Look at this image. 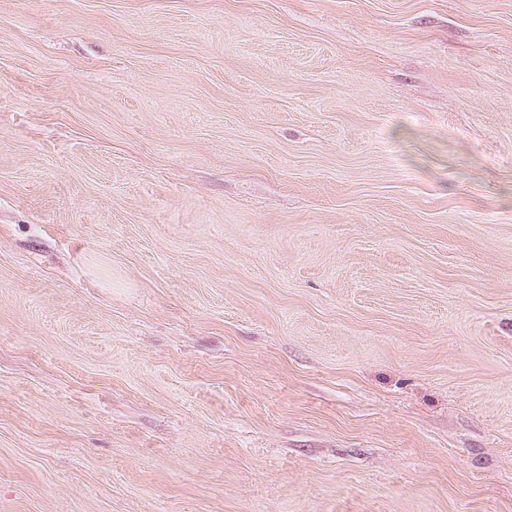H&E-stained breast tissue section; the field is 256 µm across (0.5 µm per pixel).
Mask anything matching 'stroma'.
Segmentation results:
<instances>
[{"label": "stroma", "instance_id": "35a3bbf8", "mask_svg": "<svg viewBox=\"0 0 512 512\" xmlns=\"http://www.w3.org/2000/svg\"><path fill=\"white\" fill-rule=\"evenodd\" d=\"M0 512H512V0H0Z\"/></svg>", "mask_w": 512, "mask_h": 512}]
</instances>
